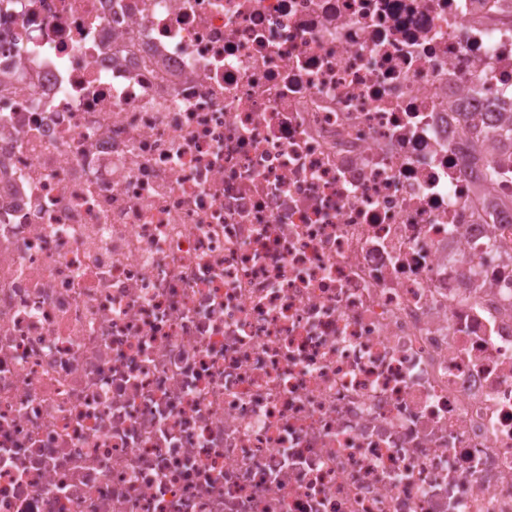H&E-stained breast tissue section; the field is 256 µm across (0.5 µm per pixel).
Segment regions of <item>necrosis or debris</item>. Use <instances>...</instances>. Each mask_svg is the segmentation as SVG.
<instances>
[{"instance_id":"obj_1","label":"necrosis or debris","mask_w":512,"mask_h":512,"mask_svg":"<svg viewBox=\"0 0 512 512\" xmlns=\"http://www.w3.org/2000/svg\"><path fill=\"white\" fill-rule=\"evenodd\" d=\"M512 0H0V512H512Z\"/></svg>"}]
</instances>
